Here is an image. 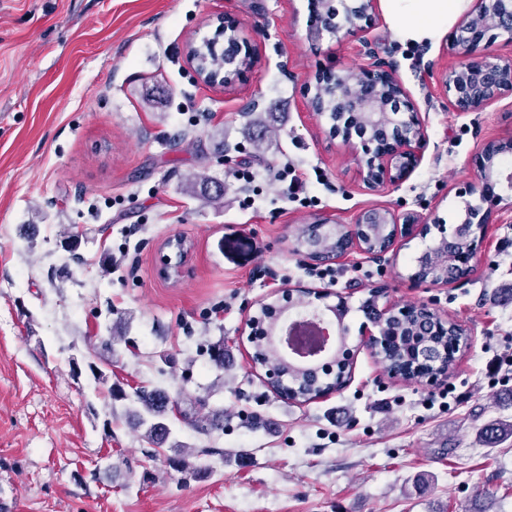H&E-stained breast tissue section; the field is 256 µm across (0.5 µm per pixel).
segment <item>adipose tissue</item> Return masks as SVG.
<instances>
[{
  "label": "adipose tissue",
  "instance_id": "obj_1",
  "mask_svg": "<svg viewBox=\"0 0 512 512\" xmlns=\"http://www.w3.org/2000/svg\"><path fill=\"white\" fill-rule=\"evenodd\" d=\"M469 0H382L398 39L412 44L440 40L468 8Z\"/></svg>",
  "mask_w": 512,
  "mask_h": 512
}]
</instances>
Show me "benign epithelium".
Instances as JSON below:
<instances>
[{"label": "benign epithelium", "instance_id": "1", "mask_svg": "<svg viewBox=\"0 0 512 512\" xmlns=\"http://www.w3.org/2000/svg\"><path fill=\"white\" fill-rule=\"evenodd\" d=\"M377 11L378 0H323L316 13L315 31L333 35L343 30L364 31L376 20ZM500 38L512 43V0H476L474 7L459 19L448 46L450 53L461 59L458 65L448 68L442 79L448 104L454 111L476 112L512 97V58L505 59L491 50ZM188 59L198 80L207 85L224 83L223 77L201 71L191 50ZM306 92L312 93L310 109L321 117H328V113L317 108L320 96L332 98L338 112L365 115L366 122L358 129L346 132L336 122L329 126L328 136L356 148L362 180L368 188L400 183L421 164L428 143L427 129L414 100L397 76L396 64L374 61L358 70L331 72L322 90L313 92L308 87ZM511 153L512 135L484 139L474 157L479 179L469 187L468 193L478 195L486 208L466 210L464 223L449 234L443 225H437L438 245L428 254L433 263L452 267L454 274L450 280L454 282L467 277L474 268L476 250L493 215L512 212V172L504 175L499 171L501 156ZM370 224L391 227L390 239L379 249L368 248L364 241L365 229ZM417 226V216L411 212L398 214L389 208H370L357 219L354 231L344 230L338 245L326 246L320 242L324 225L315 222L312 239L301 253L319 263L332 262L353 250L379 257L390 250L397 236L410 237ZM167 249L169 253L162 257L161 274L171 277L179 273L189 245L182 238H173ZM450 280L445 278L443 282ZM418 309L435 318L434 311L426 305L377 312L373 317L377 332L369 334V344L375 349L380 346L388 315L402 317ZM306 311L308 317L303 321L283 312L268 332L273 360L266 364L265 382L283 396L286 395L283 367H326L345 344L340 322L329 317L336 313L335 307L319 308L310 303Z\"/></svg>", "mask_w": 512, "mask_h": 512}]
</instances>
